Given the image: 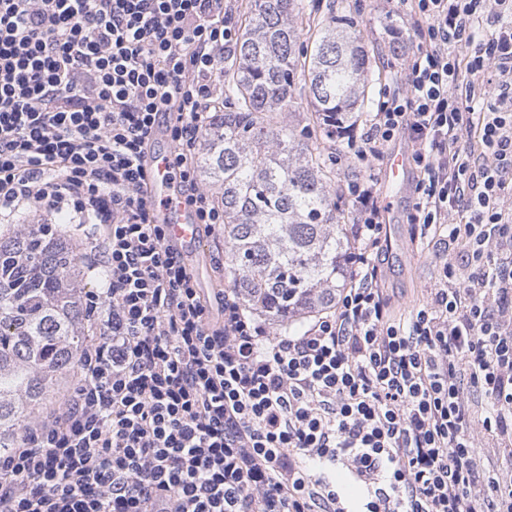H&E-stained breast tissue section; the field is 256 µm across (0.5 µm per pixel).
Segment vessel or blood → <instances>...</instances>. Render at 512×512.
Here are the masks:
<instances>
[{
	"label": "vessel or blood",
	"mask_w": 512,
	"mask_h": 512,
	"mask_svg": "<svg viewBox=\"0 0 512 512\" xmlns=\"http://www.w3.org/2000/svg\"><path fill=\"white\" fill-rule=\"evenodd\" d=\"M168 165V158L164 155L154 162L153 199L161 221L168 226L170 237L181 243L185 250L194 251L200 243L195 219L182 198L175 193L170 182Z\"/></svg>",
	"instance_id": "obj_1"
}]
</instances>
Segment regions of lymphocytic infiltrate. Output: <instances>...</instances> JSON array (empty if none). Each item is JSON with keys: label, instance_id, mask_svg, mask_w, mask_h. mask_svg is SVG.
<instances>
[{"label": "lymphocytic infiltrate", "instance_id": "1", "mask_svg": "<svg viewBox=\"0 0 512 512\" xmlns=\"http://www.w3.org/2000/svg\"><path fill=\"white\" fill-rule=\"evenodd\" d=\"M405 4L420 43L403 91L336 137L371 165L405 138L410 223L462 249L394 320L386 208L351 181L348 286L286 330L231 289L206 297L151 195L162 131L198 228L223 227L196 157L238 39L228 0H0V223L93 225L99 282L71 386L0 455V512H351L339 463L358 512H512L475 451L480 432L512 462V0Z\"/></svg>", "mask_w": 512, "mask_h": 512}]
</instances>
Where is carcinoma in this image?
<instances>
[{"instance_id": "carcinoma-1", "label": "carcinoma", "mask_w": 512, "mask_h": 512, "mask_svg": "<svg viewBox=\"0 0 512 512\" xmlns=\"http://www.w3.org/2000/svg\"><path fill=\"white\" fill-rule=\"evenodd\" d=\"M307 0H248L224 68L227 107L196 159L224 207V287L280 328L336 306L352 248L329 149L334 123L368 102L370 57L351 12L332 3L310 50ZM312 108L308 122L278 116ZM81 253L64 223L0 225V454L85 346Z\"/></svg>"}]
</instances>
